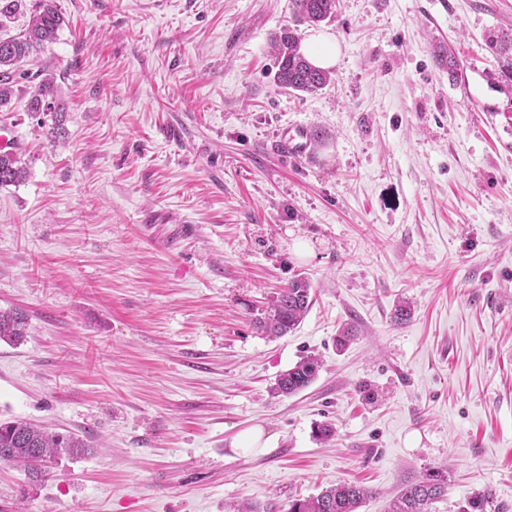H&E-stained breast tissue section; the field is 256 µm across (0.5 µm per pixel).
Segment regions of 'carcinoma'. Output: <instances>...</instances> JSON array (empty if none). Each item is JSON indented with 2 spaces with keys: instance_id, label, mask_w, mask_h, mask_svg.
Listing matches in <instances>:
<instances>
[{
  "instance_id": "obj_1",
  "label": "carcinoma",
  "mask_w": 512,
  "mask_h": 512,
  "mask_svg": "<svg viewBox=\"0 0 512 512\" xmlns=\"http://www.w3.org/2000/svg\"><path fill=\"white\" fill-rule=\"evenodd\" d=\"M339 0H291L294 22L317 26L336 17ZM29 13L27 27L19 34L7 33L12 19L19 13ZM64 24L56 0H0V110L10 107L15 87L20 79H34L27 111L42 112L52 117L46 137L53 142L63 133L62 121L66 103L54 90V77L44 66L36 72L20 70V65L46 45L54 42ZM485 42L497 61L496 69L483 75L488 87L507 98L506 108H494L512 120V27L489 30ZM276 60V84L288 91L315 94L333 81L331 71L313 65L300 51L297 28L288 27L271 39ZM437 65L448 70V81L463 78L455 54L443 47L436 48ZM28 177L27 163L21 154L0 150V189L18 186ZM311 285L304 278H294L272 297L264 316L256 319L257 327L269 336H284L303 320L311 305ZM29 315L21 308L0 309V341L17 345L28 336ZM322 361L310 355L281 373L275 390L291 396L310 386L317 378ZM90 451L88 441L74 434L51 431L21 419L0 421V464L23 470L30 484L43 483L52 473V464L61 458H78ZM371 490L343 482L323 490L309 499L289 502L288 512H358ZM448 494V475L439 467L425 470L421 478L404 487L390 506L389 512H429L430 506ZM491 493L478 492L468 499L462 512H485Z\"/></svg>"
}]
</instances>
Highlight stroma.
<instances>
[{"mask_svg":"<svg viewBox=\"0 0 512 512\" xmlns=\"http://www.w3.org/2000/svg\"><path fill=\"white\" fill-rule=\"evenodd\" d=\"M57 2L39 60L64 140L27 112L28 82L0 111L30 171L0 190V308L30 318L0 342V419L93 450L34 489L0 466V512L284 508L342 481L388 512L431 467L448 470L433 512L482 490L512 512V125L482 78L512 0H340L299 28L340 48L315 94L274 81L290 0ZM300 127L325 144L271 153ZM298 276L306 316L265 335L259 310ZM310 354L317 379L275 394ZM257 426L269 447L236 448ZM435 58L437 65L440 68L448 69V81L450 83H457L463 78L460 63L455 54L449 48H441L438 46L435 51Z\"/></svg>","mask_w":512,"mask_h":512,"instance_id":"35a3bbf8","label":"stroma"}]
</instances>
